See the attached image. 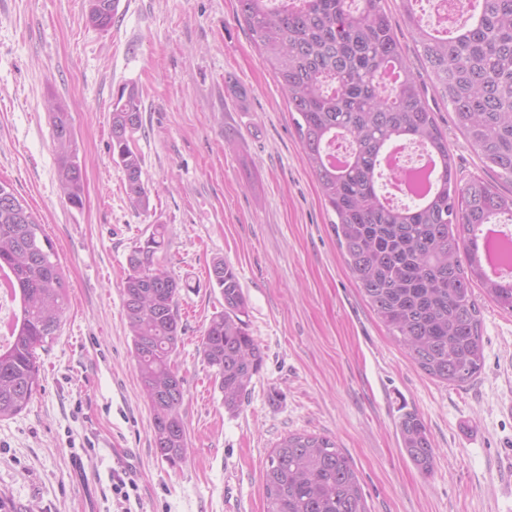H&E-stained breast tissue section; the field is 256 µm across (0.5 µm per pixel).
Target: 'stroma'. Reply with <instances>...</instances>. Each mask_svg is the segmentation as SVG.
<instances>
[{
    "instance_id": "35a3bbf8",
    "label": "stroma",
    "mask_w": 512,
    "mask_h": 512,
    "mask_svg": "<svg viewBox=\"0 0 512 512\" xmlns=\"http://www.w3.org/2000/svg\"><path fill=\"white\" fill-rule=\"evenodd\" d=\"M237 0H119L111 28L86 0H0V179L41 220L65 270L70 304L41 352L42 386L0 421V491L27 512H264L263 469L291 433L327 435L353 461L368 512H512V314L481 300L484 365L467 385L421 372L351 280L287 97L263 65ZM135 90L150 205L130 201L112 160L110 113ZM67 106L85 168L82 208L56 181L48 113ZM459 179L497 191L433 101ZM158 258L180 281L188 448L177 465L152 443L151 413L123 314L127 256L154 225ZM233 266L244 319L264 353L237 413L199 351L223 307L208 270ZM416 411L436 447L423 474L401 447ZM137 497L121 503L112 473Z\"/></svg>"
}]
</instances>
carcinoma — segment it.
<instances>
[{
  "label": "carcinoma",
  "instance_id": "carcinoma-1",
  "mask_svg": "<svg viewBox=\"0 0 512 512\" xmlns=\"http://www.w3.org/2000/svg\"><path fill=\"white\" fill-rule=\"evenodd\" d=\"M87 21L106 29L119 0H87ZM385 0H237L238 11L288 98L305 159L324 204L349 274L390 336L427 376L447 385L474 380L484 364L481 307L473 285L512 312V280L490 276L475 249L477 231L512 218V193L479 179L458 180L448 138L393 32ZM430 69L435 91L455 123L500 178L512 182V0H479L471 23L452 36L421 24L416 0H401ZM391 66L397 88L387 92L378 74ZM61 195L83 205L85 175L71 113L59 104L51 116ZM142 127L134 90L112 104V159L126 192L140 208L150 204L143 158L131 146ZM348 140L342 165L333 162L336 140ZM397 142L420 143L438 161L435 188L412 207L384 201L378 190L383 153ZM166 229L154 225L127 257L123 308L135 368L152 412L153 444L175 465L188 448L182 414L185 379L172 356L184 327L178 309L182 285L155 260ZM11 283L16 309L10 340L0 345V420L30 404L41 386L37 349L58 335L68 306V282L41 223L13 192L0 198V275ZM211 286L224 299L199 350L213 370L224 409L237 412L264 362L241 319L247 302L239 278L222 259L212 262ZM401 447L424 474L436 457L419 415L402 413ZM265 512H367L351 459L325 435L290 434L270 452L264 470Z\"/></svg>",
  "mask_w": 512,
  "mask_h": 512
}]
</instances>
